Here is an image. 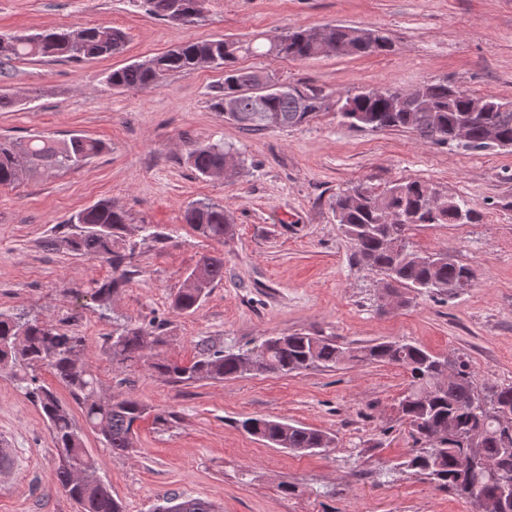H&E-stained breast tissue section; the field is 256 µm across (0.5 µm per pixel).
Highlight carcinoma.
I'll return each instance as SVG.
<instances>
[{
    "instance_id": "obj_1",
    "label": "carcinoma",
    "mask_w": 512,
    "mask_h": 512,
    "mask_svg": "<svg viewBox=\"0 0 512 512\" xmlns=\"http://www.w3.org/2000/svg\"><path fill=\"white\" fill-rule=\"evenodd\" d=\"M161 19L176 13L204 15L206 0H137ZM315 27H299L267 42L189 40L159 56L116 69L108 83L117 89H145L166 75L212 66L224 70V86L210 100V108L224 120L252 132L295 129L309 123L326 109L329 95L307 84H290L282 93L255 91L260 74L236 67L241 55L291 60L316 59L324 55L316 40ZM334 54L365 57L391 51L392 42L381 29L338 25L333 27ZM126 42L123 30L104 26H82L76 32L45 31L32 35H0V65L26 58L65 57L94 59L119 53ZM426 106H405L399 90L386 88L341 95L335 102L341 121L370 131L409 130L428 144H456L455 126L468 107L469 92L446 81L420 85ZM232 105V111L224 106ZM486 111L474 122L469 142L472 151L490 148L485 129L494 127L501 141L512 144V107L494 96L485 97ZM103 150L102 142L74 135L58 144L48 136L0 140V186L16 185L26 173L41 169L69 171L90 162ZM234 154L222 143L195 145L189 160L206 178H230L236 167L228 166ZM432 185L416 179L393 183L382 191L357 184L336 197L334 212L339 229L350 244L357 263L405 288L413 296H443L453 299L471 286L474 270L448 254L414 248L409 231L422 224H477L481 214L463 199L454 198L442 210L430 203ZM183 223L200 237L224 242L232 231V219L224 206L196 201L182 214ZM67 223L76 232L66 238L69 250L79 256L103 258L113 276L97 284L93 299L102 312L111 310L112 297L127 282L128 270L138 245L166 236L152 224H132L130 213L109 200H101L72 215ZM198 288H180L171 308L179 314L195 312L215 285L224 280V256L208 254L186 272ZM165 343L164 325L116 324L107 336L112 365L124 368L141 361L159 378L174 383L222 380L248 374H290L314 365L334 367L342 362L387 364L403 368L409 384L398 406L412 432L440 434L439 448H416L401 468L426 476L432 483L469 501L481 503L482 512H504L497 495L500 486L512 483V425L504 426L496 410L512 409V386L478 383L469 363L460 358L433 354L409 340H384L363 346L336 341L334 336L293 333L272 336L259 344L233 351L202 340L198 355L187 365L160 356ZM0 366L11 370L16 387L38 407L49 423L59 465L55 479L76 503L77 512H124L122 502L112 496L109 483L99 486L72 478L79 469H96L85 448L86 432L95 433L104 447L124 453L134 447V424L149 407L131 393L101 395L98 373L86 356L83 337L55 324L0 312ZM50 369L82 413L77 422L69 404L55 389L42 382L36 370ZM242 429L264 443L295 453L331 448V433L266 418H246ZM154 512H215L202 498L164 496Z\"/></svg>"
}]
</instances>
